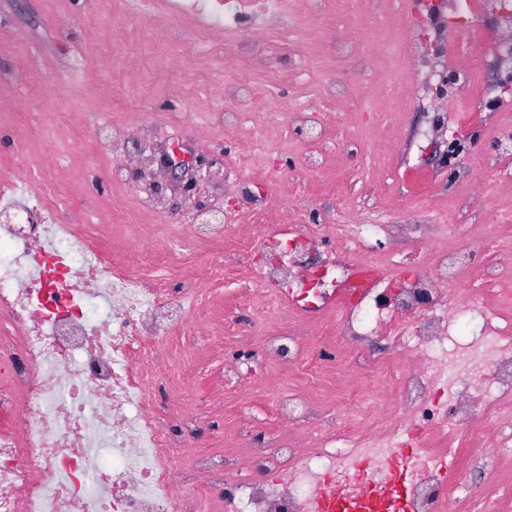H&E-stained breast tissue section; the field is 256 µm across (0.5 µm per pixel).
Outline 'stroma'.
Returning a JSON list of instances; mask_svg holds the SVG:
<instances>
[{"instance_id":"1","label":"stroma","mask_w":512,"mask_h":512,"mask_svg":"<svg viewBox=\"0 0 512 512\" xmlns=\"http://www.w3.org/2000/svg\"><path fill=\"white\" fill-rule=\"evenodd\" d=\"M168 3L0 0V72L40 79L32 91L0 87V113L18 115L0 123V161L69 189L68 203L103 234L112 224H167L175 238L192 201L248 219L288 213L301 193L328 224L340 207L372 192L383 173L370 128L389 120L393 76L384 57H372V92L336 110L324 90L354 73L334 48L341 39L372 49L393 32L419 34L418 0H393L381 24L366 0H329L320 14L273 29L245 17L229 39L218 31L201 37L199 22ZM298 55L307 58L301 72L292 68ZM242 78L261 92L242 131L232 133L221 115L238 104L225 90ZM294 109L308 110L331 138L358 140V151L309 167L310 141L288 129ZM177 155L187 166L168 167ZM339 179L343 195L326 191ZM246 394L228 389L222 405L200 404L217 455L229 452L225 410Z\"/></svg>"}]
</instances>
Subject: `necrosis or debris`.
Returning a JSON list of instances; mask_svg holds the SVG:
<instances>
[{
	"label": "necrosis or debris",
	"instance_id": "necrosis-or-debris-1",
	"mask_svg": "<svg viewBox=\"0 0 512 512\" xmlns=\"http://www.w3.org/2000/svg\"><path fill=\"white\" fill-rule=\"evenodd\" d=\"M205 30L233 36L247 15L282 22L288 0H178ZM466 20L465 43L445 52L408 37L406 98L457 67L465 80L453 98L427 109L447 139L477 122L496 95L489 56L512 62V0H441ZM496 29L480 24L487 11ZM355 80L329 86L345 104L369 86L365 51L336 46ZM494 173L498 195L512 197V170L472 148L458 170L457 197L433 199L435 173L396 172L406 191L383 188L369 223L344 208L332 224H186L189 245L210 244L209 273L250 276L256 300L225 313L241 339L271 311L317 309L318 333L301 324L268 326L258 355L272 375L305 362L338 375L346 393L371 385L374 399L348 401L326 430L318 400L301 390L272 401L271 427L251 404L234 410L250 436L232 464L203 447L190 405L173 398L182 379L167 341L182 332L209 335L198 319V270L170 287L147 264L134 237L90 238L56 207L53 188L23 174L0 180V512H309L323 489L336 512H512V217L487 203L475 172ZM448 235L418 241L415 263L397 262L378 237H411L393 212L421 201ZM482 257L479 267L469 258ZM476 329L454 339L461 319ZM391 340L385 357L355 356L352 339ZM253 372L238 357L201 367L191 382L204 392L248 386ZM396 465L379 485L377 469ZM480 472L478 485L467 477Z\"/></svg>",
	"mask_w": 512,
	"mask_h": 512
}]
</instances>
